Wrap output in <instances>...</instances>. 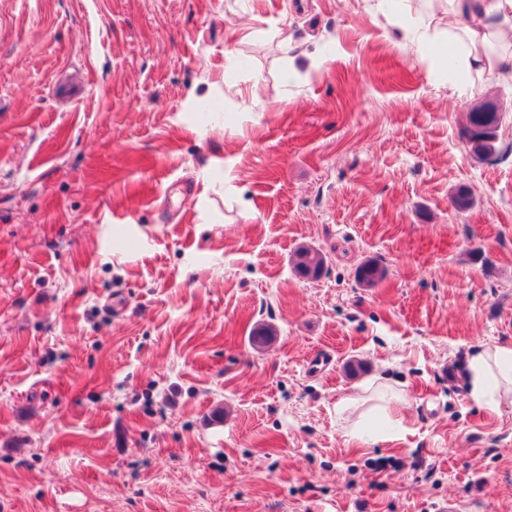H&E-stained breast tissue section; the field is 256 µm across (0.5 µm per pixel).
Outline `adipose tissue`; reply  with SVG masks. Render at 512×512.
<instances>
[{"instance_id":"obj_1","label":"adipose tissue","mask_w":512,"mask_h":512,"mask_svg":"<svg viewBox=\"0 0 512 512\" xmlns=\"http://www.w3.org/2000/svg\"><path fill=\"white\" fill-rule=\"evenodd\" d=\"M430 15L450 17L447 44L458 64V88L488 75L512 86V0H425ZM466 386L478 406L512 403V343L478 347L467 360Z\"/></svg>"}]
</instances>
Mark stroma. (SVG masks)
Listing matches in <instances>:
<instances>
[{"mask_svg":"<svg viewBox=\"0 0 512 512\" xmlns=\"http://www.w3.org/2000/svg\"><path fill=\"white\" fill-rule=\"evenodd\" d=\"M447 28L421 0H0V512H512V404L460 369L512 342V89L458 91L422 50ZM491 112H485L484 108ZM500 109L496 101L487 100L474 112H470L469 123L465 128V140L471 154L479 160H488L498 153L497 129L500 117L495 113ZM385 278L384 268L374 260H366L356 271V279L362 286L373 288Z\"/></svg>","mask_w":512,"mask_h":512,"instance_id":"1","label":"stroma"}]
</instances>
